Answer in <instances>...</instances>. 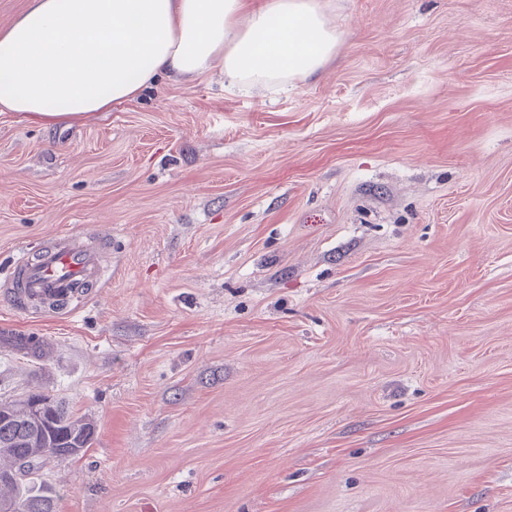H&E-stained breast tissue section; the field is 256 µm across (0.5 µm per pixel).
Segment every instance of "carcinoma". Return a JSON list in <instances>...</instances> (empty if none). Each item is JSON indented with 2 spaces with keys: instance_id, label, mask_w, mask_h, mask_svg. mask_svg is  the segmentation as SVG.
I'll return each mask as SVG.
<instances>
[{
  "instance_id": "1",
  "label": "carcinoma",
  "mask_w": 512,
  "mask_h": 512,
  "mask_svg": "<svg viewBox=\"0 0 512 512\" xmlns=\"http://www.w3.org/2000/svg\"><path fill=\"white\" fill-rule=\"evenodd\" d=\"M12 346L36 355L41 342L36 336H9ZM45 401L42 427L36 431L30 412L21 400H0V460L9 463L12 480L0 482L14 492L0 501L12 512H56V494L52 486L41 481L43 466L40 455L75 458L90 448L96 437V424L85 416L75 415L65 403L38 393Z\"/></svg>"
}]
</instances>
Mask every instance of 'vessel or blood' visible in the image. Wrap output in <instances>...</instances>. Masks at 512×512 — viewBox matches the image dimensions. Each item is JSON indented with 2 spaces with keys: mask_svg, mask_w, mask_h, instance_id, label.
Instances as JSON below:
<instances>
[{
  "mask_svg": "<svg viewBox=\"0 0 512 512\" xmlns=\"http://www.w3.org/2000/svg\"><path fill=\"white\" fill-rule=\"evenodd\" d=\"M8 282L13 305L27 307L36 300H53L59 313L66 314L80 293L102 288L106 277L95 250L78 237L60 235L37 255L20 256Z\"/></svg>",
  "mask_w": 512,
  "mask_h": 512,
  "instance_id": "b4317fda",
  "label": "vessel or blood"
}]
</instances>
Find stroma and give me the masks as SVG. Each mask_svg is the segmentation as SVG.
I'll use <instances>...</instances> for the list:
<instances>
[{
  "instance_id": "1",
  "label": "stroma",
  "mask_w": 512,
  "mask_h": 512,
  "mask_svg": "<svg viewBox=\"0 0 512 512\" xmlns=\"http://www.w3.org/2000/svg\"><path fill=\"white\" fill-rule=\"evenodd\" d=\"M321 4L289 91L0 114V279L107 245L71 314L0 298V399L97 425L57 512H512V0Z\"/></svg>"
}]
</instances>
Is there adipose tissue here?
Here are the masks:
<instances>
[{
    "mask_svg": "<svg viewBox=\"0 0 512 512\" xmlns=\"http://www.w3.org/2000/svg\"><path fill=\"white\" fill-rule=\"evenodd\" d=\"M337 42L320 0H29L0 30V112L88 117L214 70L229 89L283 88Z\"/></svg>",
    "mask_w": 512,
    "mask_h": 512,
    "instance_id": "1",
    "label": "adipose tissue"
}]
</instances>
